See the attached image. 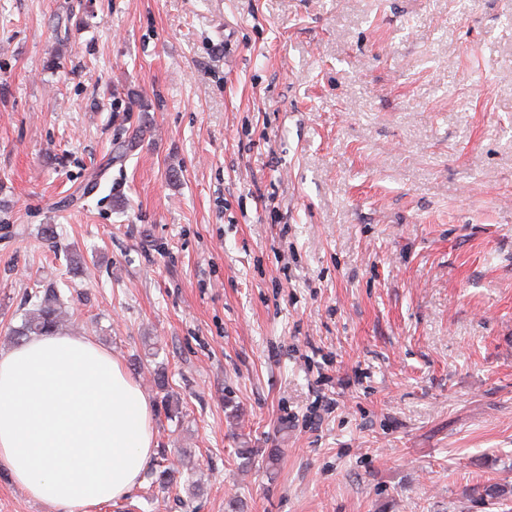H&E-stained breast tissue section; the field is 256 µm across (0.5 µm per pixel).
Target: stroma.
Segmentation results:
<instances>
[{"label":"stroma","instance_id":"stroma-1","mask_svg":"<svg viewBox=\"0 0 512 512\" xmlns=\"http://www.w3.org/2000/svg\"><path fill=\"white\" fill-rule=\"evenodd\" d=\"M64 281L98 512H512V0H0V350Z\"/></svg>","mask_w":512,"mask_h":512}]
</instances>
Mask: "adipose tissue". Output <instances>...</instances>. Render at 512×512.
Masks as SVG:
<instances>
[{
    "mask_svg": "<svg viewBox=\"0 0 512 512\" xmlns=\"http://www.w3.org/2000/svg\"><path fill=\"white\" fill-rule=\"evenodd\" d=\"M137 381L92 339L66 332L0 352V468L55 512H95L142 480L154 453Z\"/></svg>",
    "mask_w": 512,
    "mask_h": 512,
    "instance_id": "obj_1",
    "label": "adipose tissue"
}]
</instances>
